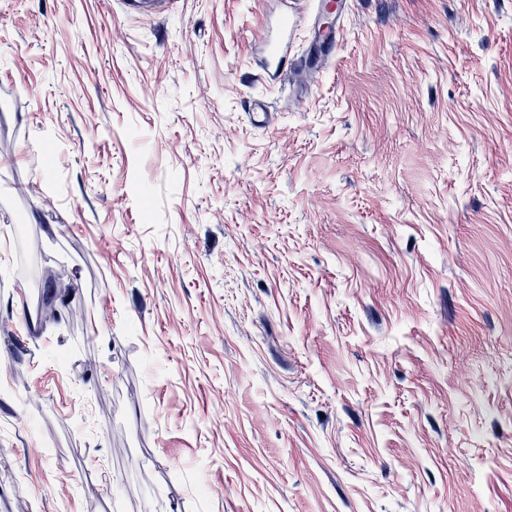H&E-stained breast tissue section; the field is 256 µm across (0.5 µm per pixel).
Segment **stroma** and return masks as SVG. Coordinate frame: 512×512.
I'll list each match as a JSON object with an SVG mask.
<instances>
[{"mask_svg":"<svg viewBox=\"0 0 512 512\" xmlns=\"http://www.w3.org/2000/svg\"><path fill=\"white\" fill-rule=\"evenodd\" d=\"M298 6L0 0V512H512V0Z\"/></svg>","mask_w":512,"mask_h":512,"instance_id":"stroma-1","label":"stroma"}]
</instances>
